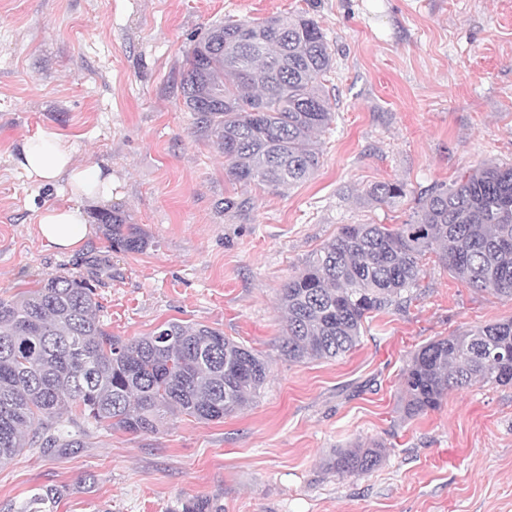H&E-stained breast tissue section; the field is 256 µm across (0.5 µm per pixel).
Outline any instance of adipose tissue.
I'll list each match as a JSON object with an SVG mask.
<instances>
[{"label":"adipose tissue","mask_w":512,"mask_h":512,"mask_svg":"<svg viewBox=\"0 0 512 512\" xmlns=\"http://www.w3.org/2000/svg\"><path fill=\"white\" fill-rule=\"evenodd\" d=\"M19 166L29 179L41 184L66 183L71 204L46 207L38 217V233L47 246L77 252L89 233L83 202L87 199L111 202V173L77 164L67 137L49 130L24 138Z\"/></svg>","instance_id":"ef3b65f1"}]
</instances>
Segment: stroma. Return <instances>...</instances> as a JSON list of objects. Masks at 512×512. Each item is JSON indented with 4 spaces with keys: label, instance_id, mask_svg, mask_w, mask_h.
<instances>
[{
    "label": "stroma",
    "instance_id": "stroma-1",
    "mask_svg": "<svg viewBox=\"0 0 512 512\" xmlns=\"http://www.w3.org/2000/svg\"><path fill=\"white\" fill-rule=\"evenodd\" d=\"M287 13L316 21L332 49L335 120L310 179L246 186L197 133L183 61L224 20ZM41 129L111 171L112 208L152 248L113 252L95 227L77 253L44 245L37 217L69 195L15 162ZM490 162L512 164V0H0V298L84 278L114 335L206 325L271 368L256 402L223 421L169 416L154 434L89 424L86 447L0 461V508L58 485L55 512H170L197 496L224 512H512V384L449 391L413 419L399 393L417 349L512 319L511 298L470 288L430 252L410 301L371 314L346 356L280 351V292L342 225L404 223L420 190ZM388 181L406 196L365 199ZM370 440L385 446L375 469H330Z\"/></svg>",
    "mask_w": 512,
    "mask_h": 512
}]
</instances>
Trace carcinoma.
<instances>
[{
    "mask_svg": "<svg viewBox=\"0 0 512 512\" xmlns=\"http://www.w3.org/2000/svg\"><path fill=\"white\" fill-rule=\"evenodd\" d=\"M333 56L304 14L227 20L188 51L180 88L197 132L224 154L229 173L273 189L310 178L319 167L317 135L335 113L323 90ZM399 182L371 186L366 199L405 195ZM98 228L115 252H143L151 238L120 211ZM438 250L442 266L481 291L512 298V165L485 164L449 186L420 192L405 224H345L288 280L279 297L281 352L291 362L335 359L359 343L363 319L404 302L422 259ZM101 304L82 279L54 276L19 297L0 299V460L26 448L41 455L85 447L70 414L110 431L155 433L165 415L221 421L252 403L268 361L205 325L177 320L134 339L112 335ZM512 383V320L430 341L403 369L407 417L437 409L451 388ZM383 445L336 452L337 474L369 472ZM57 486L20 510L53 512ZM173 512H222L208 497Z\"/></svg>",
    "mask_w": 512,
    "mask_h": 512,
    "instance_id": "carcinoma-1",
    "label": "carcinoma"
}]
</instances>
